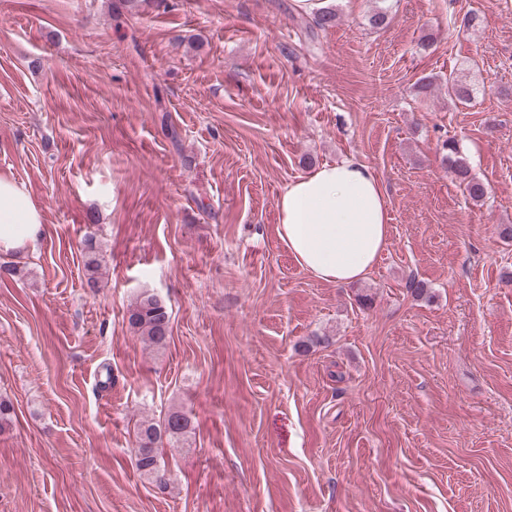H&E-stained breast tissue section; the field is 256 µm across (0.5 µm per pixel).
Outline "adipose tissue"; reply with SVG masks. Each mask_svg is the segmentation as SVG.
Listing matches in <instances>:
<instances>
[{"instance_id": "obj_1", "label": "adipose tissue", "mask_w": 512, "mask_h": 512, "mask_svg": "<svg viewBox=\"0 0 512 512\" xmlns=\"http://www.w3.org/2000/svg\"><path fill=\"white\" fill-rule=\"evenodd\" d=\"M277 233L297 263L337 285L364 278L388 238L386 196L374 171L347 156L289 184ZM43 221L24 185L0 176V251L34 244Z\"/></svg>"}]
</instances>
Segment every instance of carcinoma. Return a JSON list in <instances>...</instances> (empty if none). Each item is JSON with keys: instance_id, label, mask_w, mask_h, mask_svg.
Returning a JSON list of instances; mask_svg holds the SVG:
<instances>
[{"instance_id": "carcinoma-1", "label": "carcinoma", "mask_w": 512, "mask_h": 512, "mask_svg": "<svg viewBox=\"0 0 512 512\" xmlns=\"http://www.w3.org/2000/svg\"><path fill=\"white\" fill-rule=\"evenodd\" d=\"M472 90L462 81L448 80V99L460 104L468 103ZM447 159L455 178L471 200L480 201L486 195L485 185L472 176L466 159L460 154L457 144L448 141ZM86 262L87 285L97 287L99 264L96 255L99 242L93 235H87L81 242ZM128 328L147 346L161 351L166 349L171 336V315L167 305L155 294L142 292L127 312ZM192 432L191 420L183 412L173 409L163 420L154 423L143 420L136 426L135 467L142 476L163 486L167 483L165 462L162 456L164 443L175 444L185 440Z\"/></svg>"}]
</instances>
